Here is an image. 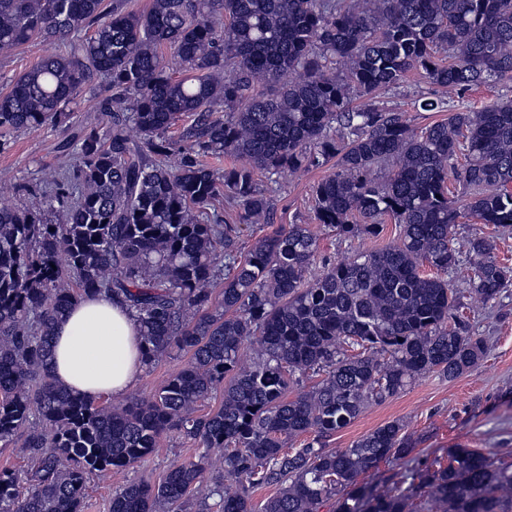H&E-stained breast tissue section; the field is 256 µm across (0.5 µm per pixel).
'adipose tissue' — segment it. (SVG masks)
<instances>
[{
	"label": "adipose tissue",
	"mask_w": 512,
	"mask_h": 512,
	"mask_svg": "<svg viewBox=\"0 0 512 512\" xmlns=\"http://www.w3.org/2000/svg\"><path fill=\"white\" fill-rule=\"evenodd\" d=\"M51 366L75 393L122 395L142 369L139 324L107 296L83 297L55 327Z\"/></svg>",
	"instance_id": "ef3b65f1"
}]
</instances>
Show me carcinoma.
Masks as SVG:
<instances>
[{
	"label": "carcinoma",
	"instance_id": "cac0c4a2",
	"mask_svg": "<svg viewBox=\"0 0 512 512\" xmlns=\"http://www.w3.org/2000/svg\"><path fill=\"white\" fill-rule=\"evenodd\" d=\"M361 2L150 0L135 11L121 0H0V51L57 47L0 94L1 130L68 125L95 80L108 89L96 123L63 144L75 167L43 177L61 218L0 204V442L27 431L32 459L23 482L0 470V512H81L92 474L141 463L171 431L206 451L158 483L127 485L110 512H188L215 448L224 474L208 494L220 512H255L251 491L274 485L260 512L329 501L332 512H411L424 497L445 512H512V465L479 448L413 466L400 421L328 447L370 402L430 373L453 380L484 357L448 281L461 258L455 227L462 208L512 225L511 98L479 110L422 98L421 110L448 113L423 127L377 102L414 71L459 95L512 82V0ZM223 154L236 161L222 171L200 161ZM333 159L314 188L316 221L346 239L378 233L388 216L393 242L309 278L319 251L309 225L244 252L237 225L213 212L222 197L244 222L268 224L256 172ZM495 251L484 236L467 242L469 299L483 305L512 280ZM101 294L138 321L143 364L189 354L148 399L100 405L49 372L55 325ZM248 341L260 355L246 363ZM320 372L288 397L290 383ZM221 384L219 407L196 415ZM384 460L405 465L407 487L358 484Z\"/></svg>",
	"mask_w": 512,
	"mask_h": 512
}]
</instances>
